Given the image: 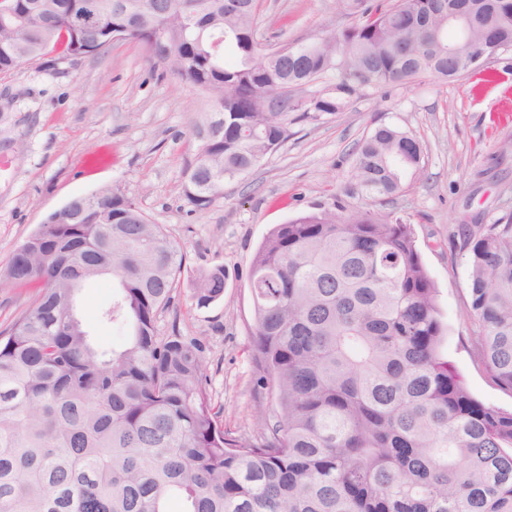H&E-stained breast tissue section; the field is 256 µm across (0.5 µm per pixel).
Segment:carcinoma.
<instances>
[{
    "label": "carcinoma",
    "instance_id": "cac0c4a2",
    "mask_svg": "<svg viewBox=\"0 0 512 512\" xmlns=\"http://www.w3.org/2000/svg\"><path fill=\"white\" fill-rule=\"evenodd\" d=\"M84 0H14L23 31L0 27V72L56 49L93 55L117 40L205 93L212 112L185 171L194 211L291 136L367 87L482 73L512 48V0H338L351 22L267 52L258 0H94L100 23L72 31ZM477 36L448 55V13ZM330 76L335 84L297 95ZM416 136L382 125L356 147L368 197L421 169ZM467 317L480 360L512 392V218L461 224ZM185 261L178 243L119 189L51 213L5 277L41 284L0 332V512H512V410L477 399L441 353L448 332L411 225L370 210L301 215L271 229L249 270L253 357L269 405L259 440L228 438L203 348L158 321ZM84 277L110 275L103 313L130 325L121 349L70 320ZM224 294L203 275L197 305Z\"/></svg>",
    "mask_w": 512,
    "mask_h": 512
}]
</instances>
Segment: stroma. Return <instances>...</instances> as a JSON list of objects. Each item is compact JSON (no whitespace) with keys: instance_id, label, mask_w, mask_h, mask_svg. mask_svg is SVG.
I'll use <instances>...</instances> for the list:
<instances>
[{"instance_id":"obj_1","label":"stroma","mask_w":512,"mask_h":512,"mask_svg":"<svg viewBox=\"0 0 512 512\" xmlns=\"http://www.w3.org/2000/svg\"><path fill=\"white\" fill-rule=\"evenodd\" d=\"M257 39L276 48L330 34L348 22L336 0H259ZM495 82L429 77L365 89L319 125L297 124L277 151L224 185L209 210L191 211L181 186L211 107L198 90L153 64L147 44L117 41L95 55L59 53L0 73V273L52 212L73 197L117 187L186 253L177 293L159 322L204 345L212 404L230 436L258 438L268 405L255 386L252 256L267 233L302 214L369 209L411 225L448 326L443 353L485 404L512 409V393L487 374L465 318L468 271L456 235L469 217L483 224L512 214V49L485 64ZM390 124L416 135L419 176L388 198H368L351 178L354 147ZM224 270V294L197 306L200 275ZM116 288L104 277L84 285L76 313L93 341L123 347L128 325L102 313Z\"/></svg>"}]
</instances>
